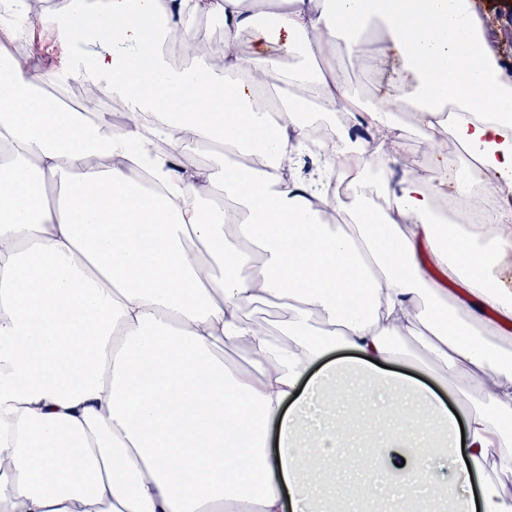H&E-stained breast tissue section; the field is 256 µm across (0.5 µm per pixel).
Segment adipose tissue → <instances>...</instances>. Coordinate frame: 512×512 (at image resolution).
<instances>
[{
	"mask_svg": "<svg viewBox=\"0 0 512 512\" xmlns=\"http://www.w3.org/2000/svg\"><path fill=\"white\" fill-rule=\"evenodd\" d=\"M104 0L98 21L76 27L77 0L56 18L57 39L80 35L100 52L66 71H42L0 54V505L7 512H315L311 480L346 483L334 512H352L379 481L391 449L418 460L434 449L402 409L411 398L438 416L463 512H512L483 463L512 431V358L453 320L418 249L462 297L512 325V290L496 275L512 240L448 232L425 182L398 188L374 178L394 160L399 115L415 113L429 144L462 150L458 196L472 182L512 189V75L499 37L471 0ZM218 23L223 66L195 57L173 66L166 44L192 48L199 19ZM385 31L370 51V24ZM250 37L248 56L235 47ZM290 64H283V57ZM368 71L394 62L387 94L369 103L336 78L341 57ZM280 77L276 115L255 100ZM86 75L120 99L131 123L87 122L60 111L42 85ZM179 100L186 110L174 111ZM383 133L375 146L347 136L360 114ZM340 115L315 176L286 178L299 139L321 115ZM180 132L208 143L212 166L155 169L160 185L134 186L128 163L152 136ZM103 158L92 167L89 156ZM348 177L354 200L329 196ZM221 194L231 210L204 206ZM412 221L401 229L396 216ZM205 255H197L194 245ZM260 256L246 272L243 256ZM274 302L303 360L273 366L265 340L240 313ZM323 329H314L311 316ZM427 326L431 358L469 379L493 376L485 404L452 413L426 386L388 370L392 339ZM252 341L259 373L225 364L226 342ZM343 354L332 357L331 352ZM379 381L389 418L374 456L354 457L349 402L308 434L301 427L344 368ZM359 468L346 482L344 471Z\"/></svg>",
	"mask_w": 512,
	"mask_h": 512,
	"instance_id": "1",
	"label": "adipose tissue"
}]
</instances>
